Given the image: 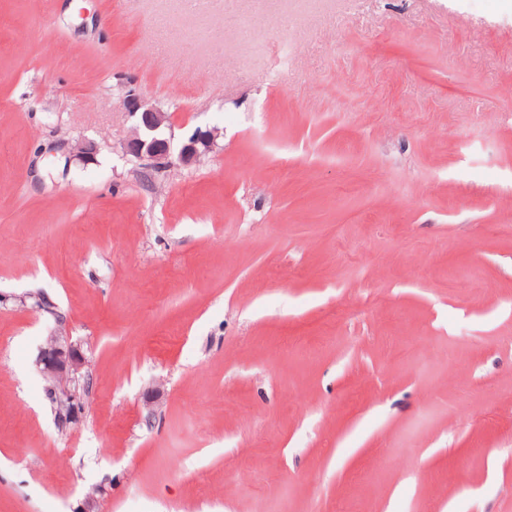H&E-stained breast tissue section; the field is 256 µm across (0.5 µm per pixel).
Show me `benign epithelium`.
<instances>
[{
    "mask_svg": "<svg viewBox=\"0 0 512 512\" xmlns=\"http://www.w3.org/2000/svg\"><path fill=\"white\" fill-rule=\"evenodd\" d=\"M126 109L138 116L131 135L125 143L127 154L149 158L164 167L189 166L210 152L219 136L216 128L194 133L177 148L166 136L169 126L167 113L136 98L126 100ZM36 366L47 390L55 399L57 424L65 428L79 422L82 405L78 389L85 386L87 358L80 342L62 335L58 329L47 336L36 357Z\"/></svg>",
    "mask_w": 512,
    "mask_h": 512,
    "instance_id": "benign-epithelium-1",
    "label": "benign epithelium"
}]
</instances>
